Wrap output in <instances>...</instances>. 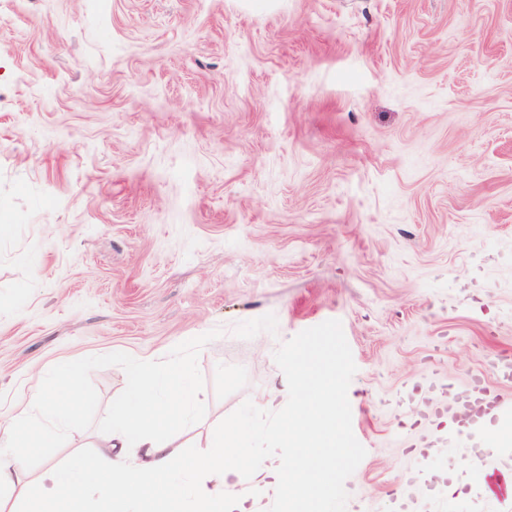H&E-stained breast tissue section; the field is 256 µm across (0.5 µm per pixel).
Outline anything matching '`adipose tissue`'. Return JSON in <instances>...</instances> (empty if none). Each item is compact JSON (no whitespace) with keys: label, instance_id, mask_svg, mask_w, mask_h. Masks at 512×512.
Returning a JSON list of instances; mask_svg holds the SVG:
<instances>
[{"label":"adipose tissue","instance_id":"adipose-tissue-1","mask_svg":"<svg viewBox=\"0 0 512 512\" xmlns=\"http://www.w3.org/2000/svg\"><path fill=\"white\" fill-rule=\"evenodd\" d=\"M86 372L77 362L56 366L57 383L31 398L41 416L37 426L22 413L0 420V512H85L90 490L99 495V512H174L188 498L192 512H253L236 487L244 472L255 488L289 494L300 512H322L341 490L340 462L351 448L336 433L339 384L310 352L294 359L291 376L268 404L282 417L279 437L293 448V463L257 457L251 432L240 424L214 433L204 453L176 456L170 438L188 423L198 395L171 359L128 367L108 432L116 454L77 455L26 480L25 458L35 442L56 439L86 406L79 385ZM185 472L192 482L182 480Z\"/></svg>","mask_w":512,"mask_h":512}]
</instances>
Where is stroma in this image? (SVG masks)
<instances>
[{"label":"stroma","mask_w":512,"mask_h":512,"mask_svg":"<svg viewBox=\"0 0 512 512\" xmlns=\"http://www.w3.org/2000/svg\"><path fill=\"white\" fill-rule=\"evenodd\" d=\"M0 415L63 359L104 452L126 362L181 357L177 452L335 360L338 512H512V447L429 391L512 352V0H0Z\"/></svg>","instance_id":"stroma-1"}]
</instances>
